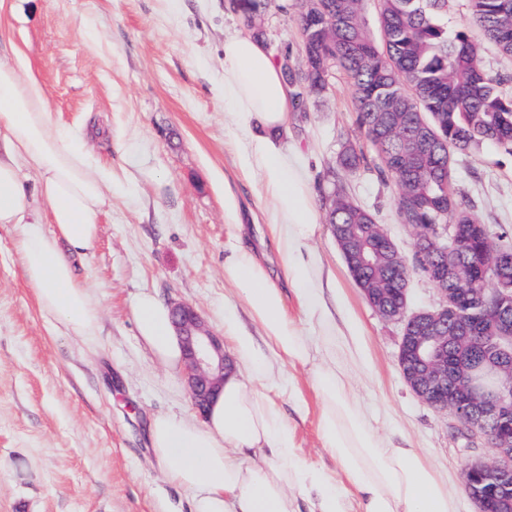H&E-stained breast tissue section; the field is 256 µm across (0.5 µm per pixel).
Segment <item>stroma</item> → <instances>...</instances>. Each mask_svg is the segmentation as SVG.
<instances>
[{
	"mask_svg": "<svg viewBox=\"0 0 512 512\" xmlns=\"http://www.w3.org/2000/svg\"><path fill=\"white\" fill-rule=\"evenodd\" d=\"M298 0H272L262 17L269 53L301 61ZM449 32L466 31L484 70L512 94V57L469 23L467 0H449ZM224 0H0V63L25 58L56 124L83 137L93 165L112 172L98 213V243L69 260L99 300V331L85 342L60 332L23 273L11 224L0 225V512H189L190 494L168 484L150 442L161 413L192 412L183 380L172 379L138 337L133 304L150 291L193 304L224 332L233 309L253 335L236 285L224 274L228 247L243 244L272 276L281 266L266 232L270 199L243 170L247 140L224 100V42L249 34ZM280 139L306 167L318 213L340 184L405 256L415 242L401 224L393 181L372 169H338L346 145H365L355 92L340 68L329 89L288 114ZM461 202L491 231L512 226V154L486 142L458 155ZM308 244L361 331V353H337L370 422L393 447L420 449L458 503L478 512L464 487L467 459H492L487 439L410 390L398 366L403 324L366 301L331 225ZM293 374L299 395L271 390L295 435L301 461L333 476L323 447L312 366Z\"/></svg>",
	"mask_w": 512,
	"mask_h": 512,
	"instance_id": "35a3bbf8",
	"label": "stroma"
}]
</instances>
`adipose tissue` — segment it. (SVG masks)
<instances>
[{"label":"adipose tissue","instance_id":"1","mask_svg":"<svg viewBox=\"0 0 512 512\" xmlns=\"http://www.w3.org/2000/svg\"><path fill=\"white\" fill-rule=\"evenodd\" d=\"M224 99L235 107L237 130L254 143L245 162L260 172L263 190L273 201L268 229L286 284L273 282L245 247L225 255L224 273L238 286L262 334L253 336L233 312H225L224 335L249 381L229 375L205 422L187 413L154 418L151 445L166 479L191 492L190 512H300L288 495L295 485L310 512H349L351 490L360 496L361 512H457L455 498L419 449L383 442L332 360L314 372L318 429L343 471L345 488L300 462L294 435L268 395L269 389L292 387L287 366L312 360V338L289 315L285 289H292L325 340L342 339L352 355L360 351L359 328L348 318L337 321L325 295L318 259L307 245L317 221L314 196L302 161L285 152L279 137L292 99L273 57L252 37L224 43ZM23 161L38 175L39 199L49 207L52 233L38 228L39 199L31 198L22 181ZM110 185V174L90 165L82 143L52 121L44 90L26 61L0 64V224L20 231L24 276L42 310L61 331L87 341L98 328V299L87 282L76 278L59 246L84 254L95 249L96 215L107 203ZM133 312L139 337L153 357L178 371L183 356L169 308L144 291ZM246 450L254 452V460H237V453Z\"/></svg>","mask_w":512,"mask_h":512}]
</instances>
